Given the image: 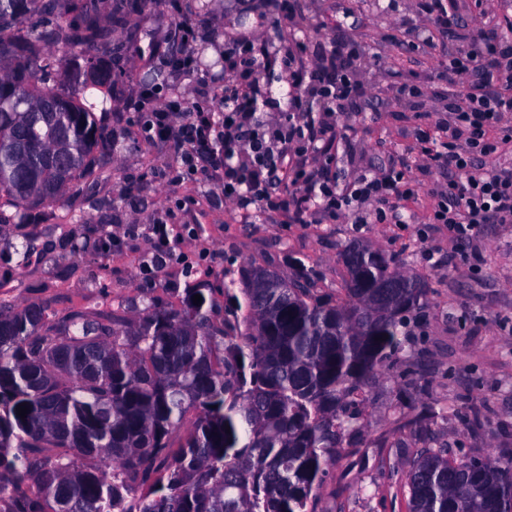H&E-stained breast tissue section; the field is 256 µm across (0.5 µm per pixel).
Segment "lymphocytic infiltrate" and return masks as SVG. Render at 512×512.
I'll return each mask as SVG.
<instances>
[{
	"mask_svg": "<svg viewBox=\"0 0 512 512\" xmlns=\"http://www.w3.org/2000/svg\"><path fill=\"white\" fill-rule=\"evenodd\" d=\"M466 40V47L440 63L455 89L445 107L453 118L448 142L440 149L422 135L417 145L424 165L448 166L456 176L431 221L447 225L449 238L457 242L473 239L483 225L512 223V166L482 171L476 164L479 157L512 142V129L500 125L503 114L512 112V36L479 28ZM270 44L267 38L225 32L224 69L232 78L224 85L219 111L185 100L160 105L152 94L143 93L130 103L142 114V136L175 140L178 163L189 175L222 160L219 187L225 201L240 211L280 210L301 221L318 212L331 219L348 214L359 224L403 223L398 203L416 192L404 171H359L344 185L327 166L298 161L302 155L326 154L336 136L342 102L361 90V44L345 43L311 64L301 51H274ZM275 67L299 93L291 111L272 124L257 107V76ZM312 97L321 102L319 112L308 107ZM284 175L293 185L286 194L277 189Z\"/></svg>",
	"mask_w": 512,
	"mask_h": 512,
	"instance_id": "obj_1",
	"label": "lymphocytic infiltrate"
}]
</instances>
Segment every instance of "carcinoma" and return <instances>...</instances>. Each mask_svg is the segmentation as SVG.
Here are the masks:
<instances>
[{"label": "carcinoma", "instance_id": "1", "mask_svg": "<svg viewBox=\"0 0 512 512\" xmlns=\"http://www.w3.org/2000/svg\"><path fill=\"white\" fill-rule=\"evenodd\" d=\"M153 4L0 0V224L44 202L83 223L73 189L117 146L118 34ZM65 66L81 79L61 89ZM341 262L335 294L251 262L224 273L222 305L210 288L112 318L0 302V512H317L428 291L366 244ZM406 479L408 512H512V461L428 447Z\"/></svg>", "mask_w": 512, "mask_h": 512}]
</instances>
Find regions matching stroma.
Here are the masks:
<instances>
[{"mask_svg":"<svg viewBox=\"0 0 512 512\" xmlns=\"http://www.w3.org/2000/svg\"><path fill=\"white\" fill-rule=\"evenodd\" d=\"M464 29L512 21V0H455ZM175 11H152L122 61L125 94L112 100V126L121 146L93 190L85 195L86 221L62 224L59 203L31 208L26 223L0 224V299L13 305L45 302L58 314L72 310L130 316L146 299L175 303L197 283L220 289L224 273L258 259L282 278L294 260L312 271L319 287L338 288L341 251L359 242L403 259L426 275L430 291L411 324L414 341L401 364L377 382L366 406L365 444L336 459L317 512H407L403 464L426 446H444L456 458H512V223L483 225L472 242L454 243L430 216L435 188L447 185L444 167L421 168L416 139L440 138L449 118L442 107L453 88L436 75V57L417 33L428 23L413 0H290L307 24L306 61L331 45L358 41L365 72L360 98L338 117L337 166L354 171L396 167L419 182L401 200L402 224H355L322 215L295 221L285 212L247 216L225 203L210 176H182L173 140H146L141 115L127 106L142 80L159 67L154 44L173 40L180 17L192 19L200 56L222 55L215 24L263 37L278 28L293 38L292 22L242 12L238 0H178ZM420 85L427 110L392 98L401 83ZM171 227L170 257L151 263L155 243L146 228ZM423 373L424 393L406 386ZM443 412L430 426L415 423L426 407Z\"/></svg>","mask_w":512,"mask_h":512,"instance_id":"stroma-1","label":"stroma"}]
</instances>
